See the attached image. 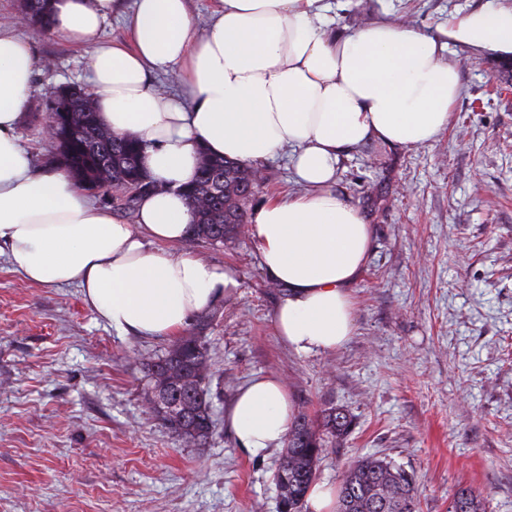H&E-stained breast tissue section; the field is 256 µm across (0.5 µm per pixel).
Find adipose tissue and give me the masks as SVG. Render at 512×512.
Masks as SVG:
<instances>
[{
  "label": "adipose tissue",
  "mask_w": 512,
  "mask_h": 512,
  "mask_svg": "<svg viewBox=\"0 0 512 512\" xmlns=\"http://www.w3.org/2000/svg\"><path fill=\"white\" fill-rule=\"evenodd\" d=\"M122 8L53 0L51 29L90 47L100 119L141 141L157 191L128 224L89 203L69 175L36 166L16 133L36 52L0 30V250L32 283L77 285L118 333L175 335L238 286L231 272L173 250L195 221L179 188L194 179L200 149L251 167L288 150L299 190L258 207L249 228L261 269L285 290L276 334L303 355L340 348L355 330L352 288L372 244L370 224L337 188L343 151L436 140L461 92L448 44L512 53V8L454 16L443 43L398 20L336 33L325 0H215L201 32L187 0H135L130 46L102 43ZM159 73L176 74L182 96L159 89ZM293 418L272 374L251 378L224 414L247 451L281 447Z\"/></svg>",
  "instance_id": "1"
}]
</instances>
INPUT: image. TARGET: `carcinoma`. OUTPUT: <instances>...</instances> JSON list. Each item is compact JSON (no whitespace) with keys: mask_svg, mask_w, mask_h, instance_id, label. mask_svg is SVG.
Instances as JSON below:
<instances>
[{"mask_svg":"<svg viewBox=\"0 0 512 512\" xmlns=\"http://www.w3.org/2000/svg\"><path fill=\"white\" fill-rule=\"evenodd\" d=\"M29 21L50 32V0H23ZM72 133L59 146L58 160L81 185L95 184L117 191V207L135 216L140 197L155 189L141 166L144 146L129 137H115L98 119L90 98L73 95L62 104ZM256 183L250 167L237 161L202 152L195 182L183 193L197 216L189 240L224 243L248 224L246 194H254ZM156 387L176 383L187 389V407L180 416L158 409L154 415L163 426L185 440L199 444L213 436L210 374L205 342L200 336H187L151 364ZM350 417L330 409L322 427L331 435L345 434ZM323 448L309 420L301 418L288 434V443L279 471L288 474V512H303L305 496L316 479ZM461 512H482L480 494L462 488L454 495ZM337 512H419V499L413 478L393 463L371 455L363 456L346 469L342 478Z\"/></svg>","mask_w":512,"mask_h":512,"instance_id":"cac0c4a2","label":"carcinoma"}]
</instances>
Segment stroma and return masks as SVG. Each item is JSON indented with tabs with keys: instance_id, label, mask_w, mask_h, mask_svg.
I'll list each match as a JSON object with an SVG mask.
<instances>
[{
	"instance_id": "obj_1",
	"label": "stroma",
	"mask_w": 512,
	"mask_h": 512,
	"mask_svg": "<svg viewBox=\"0 0 512 512\" xmlns=\"http://www.w3.org/2000/svg\"><path fill=\"white\" fill-rule=\"evenodd\" d=\"M347 33L399 19L444 37L452 15L512 0H330ZM0 27L38 56L21 144L59 170L46 133L49 87H89L88 48L41 33L20 0ZM462 90L447 129L412 148L347 149L340 186L372 227L352 289L355 331L333 352L300 356L273 323L283 290L261 270L249 232L184 250L233 272L238 287L185 328L208 348L216 431L191 445L156 419L145 363L172 339L119 334L74 285L27 281L0 255V512H279L283 451L241 450L222 418L253 376L284 379L297 416L352 425L328 440L318 482L339 487L375 455L413 475L420 512H448L458 489L485 512H512V91L496 93L503 56L450 47ZM249 209L295 191L286 157L260 163ZM351 425L350 417L339 409H330L322 418V427L331 435L345 434Z\"/></svg>"
}]
</instances>
